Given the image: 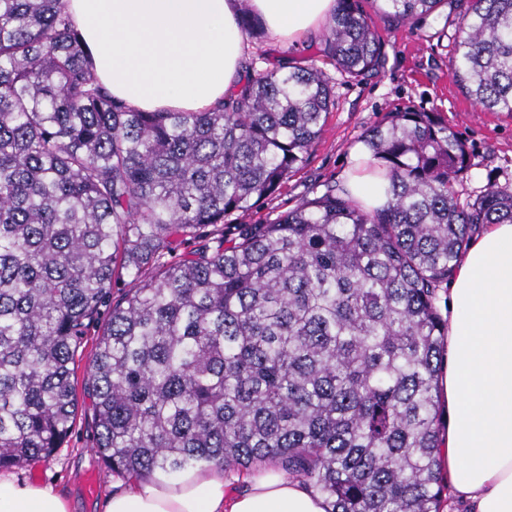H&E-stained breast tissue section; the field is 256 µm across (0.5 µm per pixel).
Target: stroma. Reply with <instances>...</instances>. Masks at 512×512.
Returning a JSON list of instances; mask_svg holds the SVG:
<instances>
[{
  "instance_id": "1",
  "label": "stroma",
  "mask_w": 512,
  "mask_h": 512,
  "mask_svg": "<svg viewBox=\"0 0 512 512\" xmlns=\"http://www.w3.org/2000/svg\"><path fill=\"white\" fill-rule=\"evenodd\" d=\"M466 8L465 0H446L433 15L402 24L376 16L386 63L383 69L358 77L330 65L324 54L325 28L296 40L266 30L248 34L245 58L255 70L279 65L322 69L333 86L334 102L310 147L308 163L291 173L273 198L242 215V222H272L302 201L342 185L349 153L365 130L386 113L406 108L434 113L464 144L469 168L454 186L459 202L473 201L491 185L511 191L512 114L485 111L453 78L458 27ZM95 442L93 402L83 396L75 427L63 446L12 474L53 485L69 500L71 512H104L112 493L127 489L131 480L112 472L94 453Z\"/></svg>"
}]
</instances>
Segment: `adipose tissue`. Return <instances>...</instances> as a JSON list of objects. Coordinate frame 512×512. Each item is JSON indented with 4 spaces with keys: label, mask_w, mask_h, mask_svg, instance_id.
<instances>
[{
    "label": "adipose tissue",
    "mask_w": 512,
    "mask_h": 512,
    "mask_svg": "<svg viewBox=\"0 0 512 512\" xmlns=\"http://www.w3.org/2000/svg\"><path fill=\"white\" fill-rule=\"evenodd\" d=\"M276 36L318 28L335 0H67L98 80L113 97L155 112H200L236 85L245 58L242 6ZM355 147L344 181L372 211L388 183ZM441 398L451 413L441 466L469 512H512V223L484 228L448 290ZM221 469L194 470L113 493L104 512H326L322 498L274 468L225 493ZM0 512H71L52 485L0 475Z\"/></svg>",
    "instance_id": "obj_1"
}]
</instances>
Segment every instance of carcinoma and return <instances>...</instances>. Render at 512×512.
Segmentation results:
<instances>
[{"instance_id":"carcinoma-1","label":"carcinoma","mask_w":512,"mask_h":512,"mask_svg":"<svg viewBox=\"0 0 512 512\" xmlns=\"http://www.w3.org/2000/svg\"><path fill=\"white\" fill-rule=\"evenodd\" d=\"M381 2L411 22L444 0ZM326 48L353 76L383 65L361 0H336ZM456 51L453 78L512 113V0H470ZM331 105L323 71L281 66L203 112H142L97 80L66 0H0V469L63 445L87 321L117 269L151 268L112 305L85 384L112 470L271 463L327 512H439L435 298L475 234L512 223V193L460 204L462 142L393 112L363 138L386 207L329 190L226 224L307 164ZM174 237L194 243L178 260Z\"/></svg>"}]
</instances>
